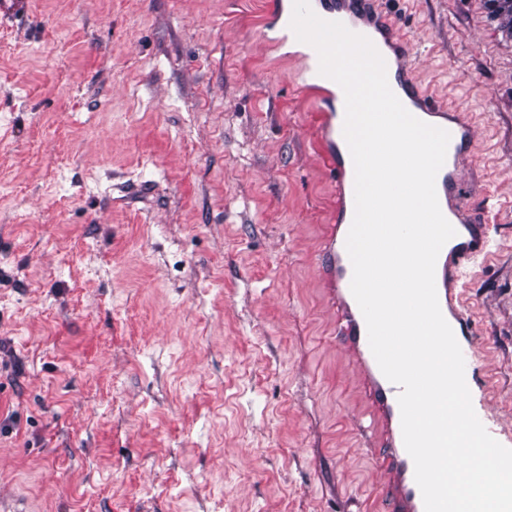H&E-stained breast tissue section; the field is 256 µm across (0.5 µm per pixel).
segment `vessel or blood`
Listing matches in <instances>:
<instances>
[{
  "label": "vessel or blood",
  "mask_w": 512,
  "mask_h": 512,
  "mask_svg": "<svg viewBox=\"0 0 512 512\" xmlns=\"http://www.w3.org/2000/svg\"><path fill=\"white\" fill-rule=\"evenodd\" d=\"M311 7L322 19L342 22L352 32L368 37L383 57L389 86L404 107L418 119H437L439 127L450 134L445 162L436 177V192L440 209L456 234L438 256L435 281L441 312L463 355H470L469 321L456 303L458 272L464 261L485 252L489 243L487 225L469 217L459 204L460 164L469 153L473 128L458 113L439 105L418 85L407 61L404 42L394 36L375 0H311ZM305 57L307 65L294 83L297 89L319 92L320 140L338 189L336 222L326 256L339 314V339L358 369L372 415L383 431L381 459L385 481L382 489L390 512H424L421 491L414 478V463L403 442L398 404L400 389L381 372L368 343L364 317L351 292L353 267L346 239L355 212V170L343 135L344 92L335 81L319 74L314 48H307Z\"/></svg>",
  "instance_id": "vessel-or-blood-1"
}]
</instances>
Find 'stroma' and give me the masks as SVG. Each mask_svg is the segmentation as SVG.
<instances>
[{
    "label": "stroma",
    "instance_id": "stroma-1",
    "mask_svg": "<svg viewBox=\"0 0 512 512\" xmlns=\"http://www.w3.org/2000/svg\"><path fill=\"white\" fill-rule=\"evenodd\" d=\"M32 2L0 24V512H387L272 0ZM378 2L476 133L490 245L459 302L512 448V31L486 0Z\"/></svg>",
    "mask_w": 512,
    "mask_h": 512
}]
</instances>
